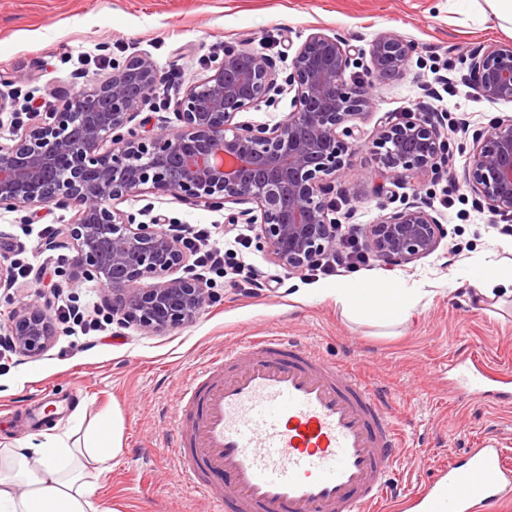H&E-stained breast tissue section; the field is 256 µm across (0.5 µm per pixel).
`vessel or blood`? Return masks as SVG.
Here are the masks:
<instances>
[{
  "label": "vessel or blood",
  "mask_w": 512,
  "mask_h": 512,
  "mask_svg": "<svg viewBox=\"0 0 512 512\" xmlns=\"http://www.w3.org/2000/svg\"><path fill=\"white\" fill-rule=\"evenodd\" d=\"M177 480L210 512H373L399 434L376 386L280 335L210 357L181 385ZM227 476L228 492L211 479ZM512 470L498 444L469 449L418 494L423 512H494Z\"/></svg>",
  "instance_id": "obj_1"
}]
</instances>
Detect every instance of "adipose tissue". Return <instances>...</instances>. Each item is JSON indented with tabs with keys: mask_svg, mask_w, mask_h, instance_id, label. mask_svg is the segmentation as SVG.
<instances>
[{
	"mask_svg": "<svg viewBox=\"0 0 512 512\" xmlns=\"http://www.w3.org/2000/svg\"><path fill=\"white\" fill-rule=\"evenodd\" d=\"M336 303L357 318L386 312L405 321L414 306L411 292L398 280L377 288L362 279L338 284ZM123 449V418L105 415L83 430L75 443L65 436L21 448L0 449V512H107L94 496V479L110 470Z\"/></svg>",
	"mask_w": 512,
	"mask_h": 512,
	"instance_id": "ef3b65f1",
	"label": "adipose tissue"
}]
</instances>
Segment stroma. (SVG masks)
<instances>
[{
	"label": "stroma",
	"instance_id": "obj_1",
	"mask_svg": "<svg viewBox=\"0 0 512 512\" xmlns=\"http://www.w3.org/2000/svg\"><path fill=\"white\" fill-rule=\"evenodd\" d=\"M316 28L356 46H368L386 30L416 45L399 76L376 81L372 111L350 121L358 145L336 177V208L343 225L358 228L422 197L448 231L439 249L404 267L372 257L330 275L290 278L256 235L235 243L234 232L224 229V208L145 191L121 210L140 222L161 215L170 224L212 228L213 242L233 249L243 270L265 282L250 293L223 274H210V305L192 323L152 333L113 322L101 288L64 262L73 208L36 215L2 209L0 261L18 280L0 289V323L54 288L56 306L80 307L89 326L62 316L43 353H0V448L64 433L116 409L124 419L123 453L99 480L96 498L115 512H207L204 497L187 492L174 475L169 443L181 383L207 354L278 332L358 372L392 403L402 446L380 512H411L416 492L435 471L484 441L500 443L512 468V399L486 401L460 378L477 360L490 371L512 370V296L498 283L483 305L466 298L475 272L512 266V214L483 207L464 183L465 158L455 149L447 174L416 176L391 197H375L359 178L377 167L369 140L386 122L428 102V89L471 133L512 116V103L478 98L465 78L464 53L512 43V32L485 17L480 0H0V75L6 78L0 145L12 144L31 124L49 122L91 79L135 54L149 56L160 73L177 75L174 88L157 87L136 122L178 128V99L223 58L225 47L254 48L284 73L293 47ZM48 225L56 229L51 250L42 238ZM358 278L404 281L415 291L411 318L385 325L344 314L324 290ZM422 448L429 457L419 456Z\"/></svg>",
	"mask_w": 512,
	"mask_h": 512
}]
</instances>
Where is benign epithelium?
<instances>
[{
    "label": "benign epithelium",
    "instance_id": "obj_1",
    "mask_svg": "<svg viewBox=\"0 0 512 512\" xmlns=\"http://www.w3.org/2000/svg\"><path fill=\"white\" fill-rule=\"evenodd\" d=\"M416 51L394 31L369 48L339 34L310 33L278 82L275 63L250 47H227L210 74L177 101L181 126L146 136L130 123L160 82L146 55L115 63L112 73L76 92L53 122L30 126L0 146V209L71 206V265L106 293L123 326L163 332L193 321L215 294L189 264L181 236L163 233L155 216L136 222L118 205L143 191L172 193L206 206L234 204L227 229L244 222L256 230L273 264L303 275L340 249L341 225L331 197L336 174L349 164L357 140L347 122L370 111L374 95L350 68L369 59L376 79L399 75ZM476 93L512 103V44L467 55ZM292 93L291 107L269 126L239 122L250 108L273 105ZM444 118L407 112L381 127L371 142L378 195L418 174L440 175L448 165ZM458 150L467 157L466 183L493 213H512V117L497 120ZM447 235L423 202L404 204L362 229L364 252L404 267L436 252ZM10 350L46 351L57 327L47 302L23 304L6 324Z\"/></svg>",
    "mask_w": 512,
    "mask_h": 512
}]
</instances>
